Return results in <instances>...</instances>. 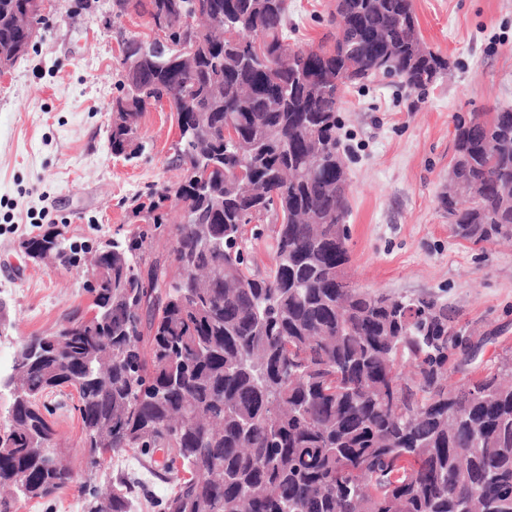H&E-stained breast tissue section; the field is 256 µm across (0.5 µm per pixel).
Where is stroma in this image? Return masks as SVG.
Instances as JSON below:
<instances>
[{"mask_svg":"<svg viewBox=\"0 0 512 512\" xmlns=\"http://www.w3.org/2000/svg\"><path fill=\"white\" fill-rule=\"evenodd\" d=\"M50 0L46 22L27 54L0 77V303L8 336L0 361L21 341L52 332L88 309L86 266L35 263L22 239L59 228L69 243L95 246L136 230V195L177 180L170 157L177 138L169 108L143 113L145 149L132 160L107 143L117 94L118 37H148L144 20L114 18L111 0ZM292 45L309 49L329 33L336 0H288ZM425 45L448 60V74L411 89L375 78L342 87L341 153L349 174L348 268L355 287L430 296L447 306L457 344L448 350L460 385L512 351V242L472 244L448 229L440 195L453 157L459 113L512 108V0H413ZM76 396L53 421L73 481L21 512H83V484L139 470L134 458L87 466Z\"/></svg>","mask_w":512,"mask_h":512,"instance_id":"35a3bbf8","label":"stroma"}]
</instances>
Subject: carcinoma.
Here are the masks:
<instances>
[{
  "mask_svg": "<svg viewBox=\"0 0 512 512\" xmlns=\"http://www.w3.org/2000/svg\"><path fill=\"white\" fill-rule=\"evenodd\" d=\"M31 0H0V52L26 44ZM115 17L167 20L197 46L180 62L124 37L112 155L138 146L148 106L167 99L180 180L133 200L151 228L95 248L100 310L69 335L13 353L21 393L0 440V512L72 481L46 397L77 386L82 447L97 468L133 453L171 485L159 512H512V354L448 385V310L431 297L342 286L349 262L340 86L379 75L423 88L448 61L419 34L412 0H340L317 48L288 43L286 0H112ZM224 22L214 30L183 19ZM231 130L236 140L225 141ZM457 182L441 206L453 235L512 237V109L455 119ZM268 224L273 264L248 260ZM78 262L52 229L25 240ZM172 266L182 271L168 278ZM409 364L416 372L404 376ZM146 480L88 490L83 512H132Z\"/></svg>",
  "mask_w": 512,
  "mask_h": 512,
  "instance_id": "1",
  "label": "carcinoma"
}]
</instances>
